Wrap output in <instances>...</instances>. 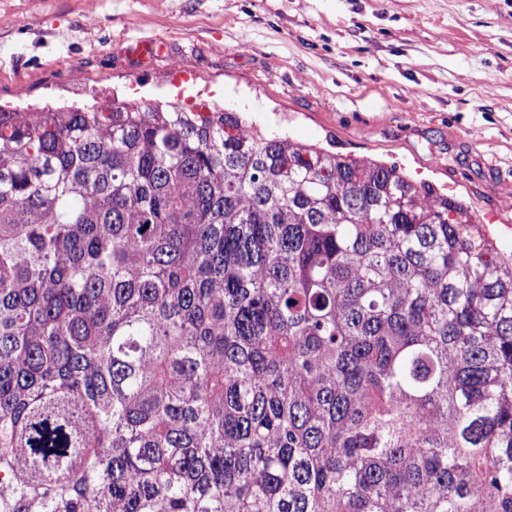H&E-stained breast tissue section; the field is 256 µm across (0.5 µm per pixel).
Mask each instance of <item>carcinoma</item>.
Instances as JSON below:
<instances>
[{
  "mask_svg": "<svg viewBox=\"0 0 512 512\" xmlns=\"http://www.w3.org/2000/svg\"><path fill=\"white\" fill-rule=\"evenodd\" d=\"M0 512H512V255L240 112L0 107Z\"/></svg>",
  "mask_w": 512,
  "mask_h": 512,
  "instance_id": "1",
  "label": "carcinoma"
}]
</instances>
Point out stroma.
Returning <instances> with one entry per match:
<instances>
[{"label":"stroma","instance_id":"35a3bbf8","mask_svg":"<svg viewBox=\"0 0 512 512\" xmlns=\"http://www.w3.org/2000/svg\"><path fill=\"white\" fill-rule=\"evenodd\" d=\"M0 103L197 97L395 164L512 253V0H0ZM162 39L141 62L130 43Z\"/></svg>","mask_w":512,"mask_h":512}]
</instances>
